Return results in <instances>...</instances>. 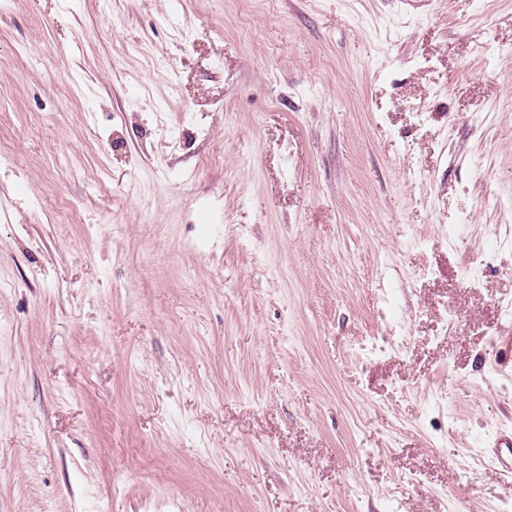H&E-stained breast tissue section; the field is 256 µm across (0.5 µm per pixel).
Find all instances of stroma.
<instances>
[{"label":"stroma","mask_w":512,"mask_h":512,"mask_svg":"<svg viewBox=\"0 0 512 512\" xmlns=\"http://www.w3.org/2000/svg\"><path fill=\"white\" fill-rule=\"evenodd\" d=\"M512 0H0V512H512ZM490 448L503 467L500 473L512 477V433H500Z\"/></svg>","instance_id":"1"}]
</instances>
